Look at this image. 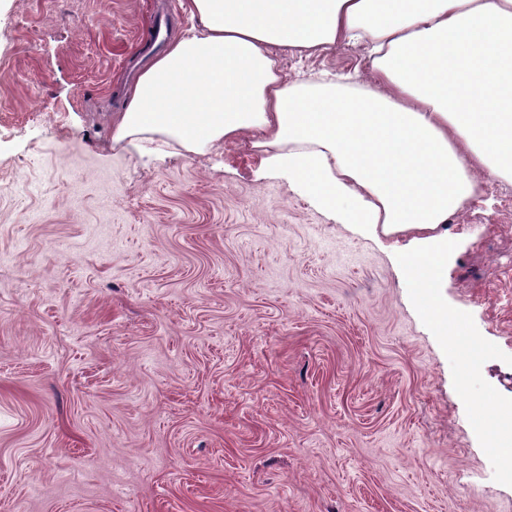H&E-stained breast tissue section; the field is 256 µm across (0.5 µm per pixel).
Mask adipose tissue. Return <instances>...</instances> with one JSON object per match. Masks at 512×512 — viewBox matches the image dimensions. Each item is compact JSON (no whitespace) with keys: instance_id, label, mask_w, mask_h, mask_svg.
<instances>
[{"instance_id":"adipose-tissue-1","label":"adipose tissue","mask_w":512,"mask_h":512,"mask_svg":"<svg viewBox=\"0 0 512 512\" xmlns=\"http://www.w3.org/2000/svg\"><path fill=\"white\" fill-rule=\"evenodd\" d=\"M191 27L139 75L114 138L201 153L255 134L325 209L422 234L408 275L440 288L444 224L512 183V0H185ZM366 45L367 82L288 77L270 53Z\"/></svg>"}]
</instances>
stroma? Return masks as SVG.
Returning <instances> with one entry per match:
<instances>
[{"mask_svg":"<svg viewBox=\"0 0 512 512\" xmlns=\"http://www.w3.org/2000/svg\"><path fill=\"white\" fill-rule=\"evenodd\" d=\"M159 12L190 24L0 0V512H512V185L447 226L474 362L404 274L420 243L319 207L250 136L114 140Z\"/></svg>","mask_w":512,"mask_h":512,"instance_id":"1","label":"stroma"}]
</instances>
